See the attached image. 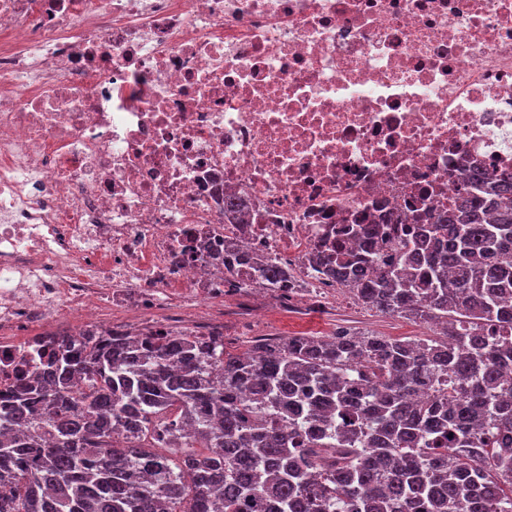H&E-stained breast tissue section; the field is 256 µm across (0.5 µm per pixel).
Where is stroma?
<instances>
[{
    "label": "stroma",
    "instance_id": "35a3bbf8",
    "mask_svg": "<svg viewBox=\"0 0 512 512\" xmlns=\"http://www.w3.org/2000/svg\"><path fill=\"white\" fill-rule=\"evenodd\" d=\"M210 326L222 328L227 348L243 351L257 340L288 336H332L339 331L420 339L435 328L403 315H384L360 305L344 290L323 291L308 305L278 303L270 291L257 289L228 306L208 308Z\"/></svg>",
    "mask_w": 512,
    "mask_h": 512
}]
</instances>
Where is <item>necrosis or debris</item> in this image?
Instances as JSON below:
<instances>
[{
  "label": "necrosis or debris",
  "mask_w": 512,
  "mask_h": 512,
  "mask_svg": "<svg viewBox=\"0 0 512 512\" xmlns=\"http://www.w3.org/2000/svg\"><path fill=\"white\" fill-rule=\"evenodd\" d=\"M475 170L512 173V0H0V385L261 256L329 287L337 226Z\"/></svg>",
  "instance_id": "obj_1"
}]
</instances>
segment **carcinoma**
Segmentation results:
<instances>
[{"label": "carcinoma", "mask_w": 512, "mask_h": 512, "mask_svg": "<svg viewBox=\"0 0 512 512\" xmlns=\"http://www.w3.org/2000/svg\"><path fill=\"white\" fill-rule=\"evenodd\" d=\"M460 190L429 224H360L362 245L321 258L332 285L437 336L242 354L189 331L62 338L42 378L0 390V512H512V175ZM283 275L261 263L262 287Z\"/></svg>", "instance_id": "cac0c4a2"}]
</instances>
